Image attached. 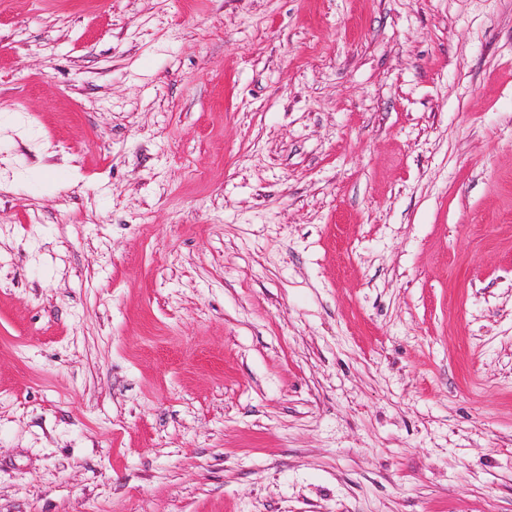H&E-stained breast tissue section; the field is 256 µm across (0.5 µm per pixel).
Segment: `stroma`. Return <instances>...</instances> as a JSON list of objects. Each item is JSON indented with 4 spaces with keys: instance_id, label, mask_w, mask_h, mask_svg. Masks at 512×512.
I'll list each match as a JSON object with an SVG mask.
<instances>
[{
    "instance_id": "stroma-1",
    "label": "stroma",
    "mask_w": 512,
    "mask_h": 512,
    "mask_svg": "<svg viewBox=\"0 0 512 512\" xmlns=\"http://www.w3.org/2000/svg\"><path fill=\"white\" fill-rule=\"evenodd\" d=\"M0 512H512V0H0Z\"/></svg>"
}]
</instances>
